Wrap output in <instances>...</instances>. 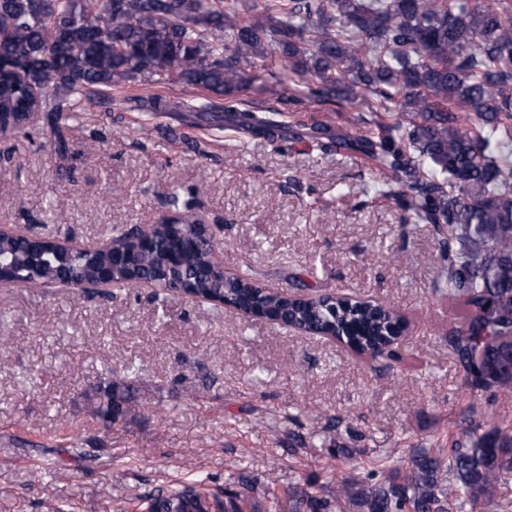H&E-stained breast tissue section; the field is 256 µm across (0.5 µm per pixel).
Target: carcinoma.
Returning <instances> with one entry per match:
<instances>
[{"label": "carcinoma", "mask_w": 512, "mask_h": 512, "mask_svg": "<svg viewBox=\"0 0 512 512\" xmlns=\"http://www.w3.org/2000/svg\"><path fill=\"white\" fill-rule=\"evenodd\" d=\"M0 113L19 111L17 90L48 87L28 111L45 112L61 133L65 107L126 80L176 81L222 98L188 99L175 111L222 120L268 141L287 136L282 111L243 108L244 89L278 67L280 101L307 98L362 110L358 127L320 121L293 132L325 150L370 159L383 194L404 212V226L429 224L441 240L442 285L463 307L448 346L464 383L512 390V0H0ZM134 109L164 112L155 94L131 98ZM390 103L395 111L377 107ZM160 224L169 239L192 246L171 268L165 254L143 252L132 266L112 263L103 248L62 251L42 238L5 235V278L88 281L141 279L160 301L190 281L194 292L229 306L273 313L291 327L339 339L376 357L396 342L406 318L383 301L303 300L263 292L248 273L222 272L214 230ZM134 400L110 382L92 414L109 427L126 420ZM512 484V433L473 423L448 448L414 452L403 471L379 465L368 481H310L285 490L278 512H462L496 501ZM206 480L161 493L149 512H260L256 483L239 474L212 500Z\"/></svg>", "instance_id": "carcinoma-1"}]
</instances>
